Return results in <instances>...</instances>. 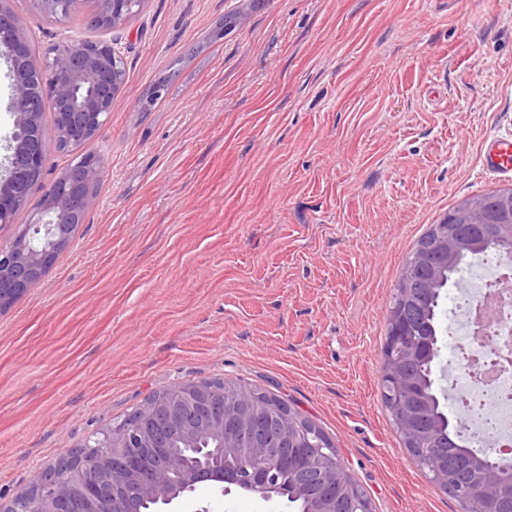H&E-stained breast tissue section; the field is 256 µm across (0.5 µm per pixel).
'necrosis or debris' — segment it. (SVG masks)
I'll return each mask as SVG.
<instances>
[{
    "label": "necrosis or debris",
    "instance_id": "obj_1",
    "mask_svg": "<svg viewBox=\"0 0 512 512\" xmlns=\"http://www.w3.org/2000/svg\"><path fill=\"white\" fill-rule=\"evenodd\" d=\"M448 321L452 405L490 450L512 447V259L483 257Z\"/></svg>",
    "mask_w": 512,
    "mask_h": 512
}]
</instances>
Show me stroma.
I'll list each match as a JSON object with an SVG mask.
<instances>
[{
    "label": "stroma",
    "mask_w": 512,
    "mask_h": 512,
    "mask_svg": "<svg viewBox=\"0 0 512 512\" xmlns=\"http://www.w3.org/2000/svg\"><path fill=\"white\" fill-rule=\"evenodd\" d=\"M8 3L36 56L109 41L126 76L70 249L0 311V499L154 392L227 379L314 420L372 512H462L378 385L408 253L512 187L479 161L512 135V0H144L115 29L91 26L96 0L61 20ZM181 512L289 510L207 482Z\"/></svg>",
    "instance_id": "stroma-1"
}]
</instances>
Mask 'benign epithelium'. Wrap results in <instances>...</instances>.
<instances>
[{
  "label": "benign epithelium",
  "mask_w": 512,
  "mask_h": 512,
  "mask_svg": "<svg viewBox=\"0 0 512 512\" xmlns=\"http://www.w3.org/2000/svg\"><path fill=\"white\" fill-rule=\"evenodd\" d=\"M76 2L34 0L40 13L54 20L66 17ZM132 2L99 0V14L118 26L126 20L125 10ZM0 37L11 39L7 54L19 64L12 68L10 112L14 131L9 165L7 176L0 181V223L10 224L18 207L28 205L31 199L30 191L22 188L24 172L45 168L44 114H53L57 137L66 146L97 137L112 111L111 90L120 80L122 57L109 42H94L88 47L76 39L37 64L27 56L28 40L18 30L14 14L2 7ZM77 168L86 182L93 183L103 172V158L95 154L84 156ZM62 179L60 175L46 185L30 220L35 229H44L52 238L53 249L40 250L26 236L15 238L10 248L0 249V308L26 293L71 246L89 196L58 188ZM463 210L467 215L465 223L450 224L444 218L434 225L432 238L416 250L412 266L427 265L434 250L444 255L448 267H453L463 255L478 248L479 243L473 239L476 230L486 238L502 239L512 245L511 223H489L478 200L466 203ZM434 285L431 278L426 287L418 288L412 278H405L397 286L395 300L386 312L390 340L382 375L390 381L387 396L392 415L410 454L427 469L436 486L461 502L465 512L473 509V503L477 504L475 512H504L512 503V478L506 481L498 471L476 470L473 457L465 451L458 452L449 466L433 465L432 454L421 447L422 438L433 439L432 432H423L415 425L416 418L428 412L429 401L417 406L406 402L410 384L399 378L398 365L404 359L417 358L419 352L403 345L400 328L416 296L433 291ZM226 390H233V386L213 381L181 384L170 389L162 401L142 407L134 424L103 431L108 440L106 449L93 459L75 460L77 467L94 466L99 473L89 491L90 500L83 504L81 512H93L94 500L108 495L112 496V503L119 504L115 512H134L137 502L148 500L158 504L160 512H175L198 484L210 479L220 482L223 495L236 488L268 501L301 499L306 512H336V496L318 491L310 480L311 471L338 486L340 494L350 499L353 512H370V507L358 504L346 480V465L338 457H326L321 435L315 430L306 436L312 466L294 478L291 488L277 484L280 462L293 452L289 445L293 437L291 414H282L278 427L267 429L251 397L240 394L226 400ZM175 431L181 432L191 447L212 440L217 442L216 448L201 457H169L166 465L144 472L139 465L142 456L168 452V437ZM228 453L249 463L250 475L216 471L221 458ZM27 498L35 502L30 512H64L67 487L56 476L42 471L28 487L0 502V512H16V501Z\"/></svg>",
  "instance_id": "obj_1"
}]
</instances>
